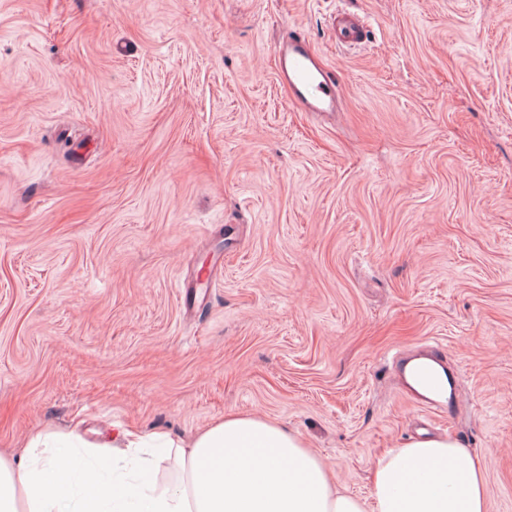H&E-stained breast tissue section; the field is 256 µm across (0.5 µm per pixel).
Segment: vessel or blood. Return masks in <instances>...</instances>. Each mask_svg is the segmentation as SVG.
Instances as JSON below:
<instances>
[{
  "mask_svg": "<svg viewBox=\"0 0 512 512\" xmlns=\"http://www.w3.org/2000/svg\"><path fill=\"white\" fill-rule=\"evenodd\" d=\"M367 38L365 20H351L345 14L336 16L337 47H354ZM279 79L289 89L290 100L306 112H334L339 107L338 83L327 70L317 67L311 48L303 34H295L280 47ZM419 384L428 390L422 397L423 405L442 409L451 408L453 397L446 394V384L454 383V376L440 378L428 371L417 372Z\"/></svg>",
  "mask_w": 512,
  "mask_h": 512,
  "instance_id": "vessel-or-blood-1",
  "label": "vessel or blood"
}]
</instances>
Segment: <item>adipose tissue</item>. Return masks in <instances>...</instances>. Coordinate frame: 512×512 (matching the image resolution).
I'll return each mask as SVG.
<instances>
[{
	"mask_svg": "<svg viewBox=\"0 0 512 512\" xmlns=\"http://www.w3.org/2000/svg\"><path fill=\"white\" fill-rule=\"evenodd\" d=\"M122 461L147 471L172 461L181 477L103 476ZM0 512H487V497L471 451L444 437L381 457L365 501L336 487L299 434L228 414L187 442L165 431L113 441L75 426L40 431L21 458L0 455Z\"/></svg>",
	"mask_w": 512,
	"mask_h": 512,
	"instance_id": "1",
	"label": "adipose tissue"
}]
</instances>
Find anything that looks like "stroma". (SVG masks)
<instances>
[{"instance_id":"1","label":"stroma","mask_w":512,"mask_h":512,"mask_svg":"<svg viewBox=\"0 0 512 512\" xmlns=\"http://www.w3.org/2000/svg\"><path fill=\"white\" fill-rule=\"evenodd\" d=\"M297 32L340 111L290 103ZM229 412L361 498L448 437L512 512V0H0V450ZM367 24L364 19L351 20L342 13L336 14V46L354 47L367 39ZM427 355H430L432 358H434L443 369L448 384V392L445 395V385L439 375H435L429 371L423 370L416 373V378L421 386L427 388L428 392L432 393L436 397H427L419 395L416 392L415 394L423 405L448 409L449 413L453 402L455 378L451 372L448 370L446 371L442 360L432 354Z\"/></svg>"}]
</instances>
